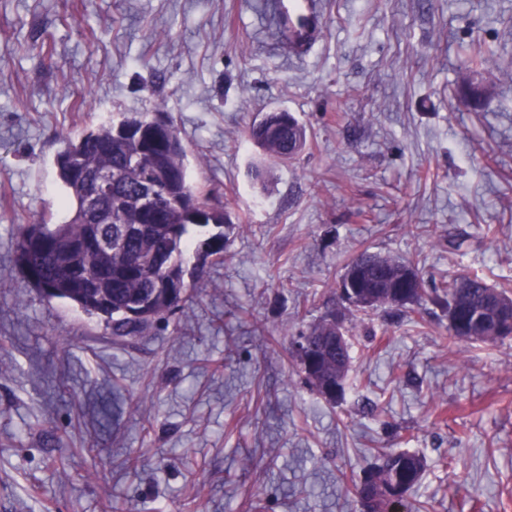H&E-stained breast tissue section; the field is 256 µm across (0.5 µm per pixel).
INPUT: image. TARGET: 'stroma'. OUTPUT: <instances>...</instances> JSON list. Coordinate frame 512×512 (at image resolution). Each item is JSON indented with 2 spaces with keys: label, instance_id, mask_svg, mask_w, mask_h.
<instances>
[{
  "label": "stroma",
  "instance_id": "obj_1",
  "mask_svg": "<svg viewBox=\"0 0 512 512\" xmlns=\"http://www.w3.org/2000/svg\"><path fill=\"white\" fill-rule=\"evenodd\" d=\"M316 2L297 53L277 0H0V512H362L380 448L424 456L421 512H512V336L348 316L336 403L293 348L365 249L512 292V0ZM279 110L309 147L263 182L247 129ZM146 112L233 225L222 262L185 265L189 305L118 338L27 285L15 229L64 219L66 139ZM305 3L307 6L302 13L305 18V25L303 28L294 29L292 36H290L292 42L301 51L306 50L319 40L323 32V23L320 16L310 8V0L305 1Z\"/></svg>",
  "mask_w": 512,
  "mask_h": 512
}]
</instances>
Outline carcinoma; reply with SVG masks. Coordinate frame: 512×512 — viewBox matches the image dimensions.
<instances>
[{
	"label": "carcinoma",
	"instance_id": "carcinoma-1",
	"mask_svg": "<svg viewBox=\"0 0 512 512\" xmlns=\"http://www.w3.org/2000/svg\"><path fill=\"white\" fill-rule=\"evenodd\" d=\"M489 62L481 53L465 59L475 75L466 88L478 86ZM161 116L141 114L125 117L121 124L135 125L132 133H115V122H101L84 130L75 140H68L54 161L56 177L63 190L62 205L68 213L62 222L52 224L42 219L18 228L16 264L24 280L45 299H60L78 306L90 317L112 326L114 336H133L148 323L165 318L185 300L177 284L183 283L182 263L176 253L187 242L188 227L206 228L232 223L229 215L207 206L208 198L188 177L187 150L174 126L157 127ZM249 138L269 157L294 161L306 149L305 126L290 112H268L253 123ZM112 171V200L103 212L112 215V255L92 247L88 239L104 226V221L90 217L89 186L81 172ZM200 198L203 210L190 212L179 205L183 199ZM225 235L215 233L203 243L205 253L224 255ZM348 265L380 269L391 277L410 265L398 257L369 252L353 257ZM419 288L402 304L392 301L393 289L374 281L368 309L348 306L350 312L367 314L379 309L399 311L429 298L443 311L455 305L462 313L477 312L480 322L473 335L448 327V340L481 342L494 345L501 336L487 333V326L497 318L499 302L512 298L508 291L489 285L469 272L454 275L441 288H427L418 275ZM334 331L322 315L295 343L308 342L321 360L320 377L329 380L336 373H348L350 344L341 355L330 336ZM426 463L422 456L409 451H379V462L355 482L353 493L371 512H407L406 495L422 480Z\"/></svg>",
	"mask_w": 512,
	"mask_h": 512
}]
</instances>
